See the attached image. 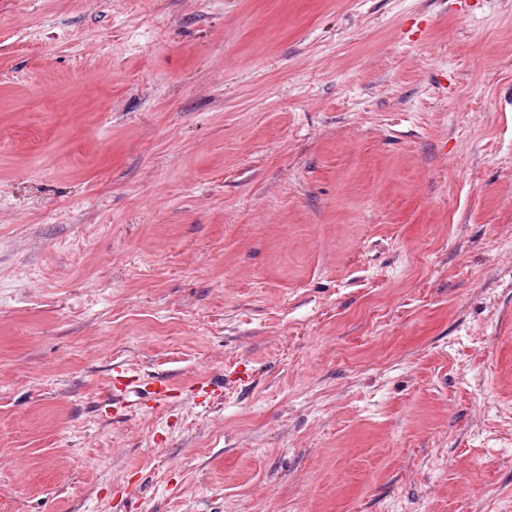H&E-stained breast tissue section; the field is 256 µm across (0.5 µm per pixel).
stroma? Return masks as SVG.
Segmentation results:
<instances>
[{
	"label": "stroma",
	"instance_id": "1",
	"mask_svg": "<svg viewBox=\"0 0 512 512\" xmlns=\"http://www.w3.org/2000/svg\"><path fill=\"white\" fill-rule=\"evenodd\" d=\"M0 512H512V0H0ZM123 381L117 380L112 389V396L115 401L128 403V398L135 395L140 399L146 398L147 401H154L160 406H165L176 397L172 387L164 380L145 384L140 378L123 377Z\"/></svg>",
	"mask_w": 512,
	"mask_h": 512
}]
</instances>
